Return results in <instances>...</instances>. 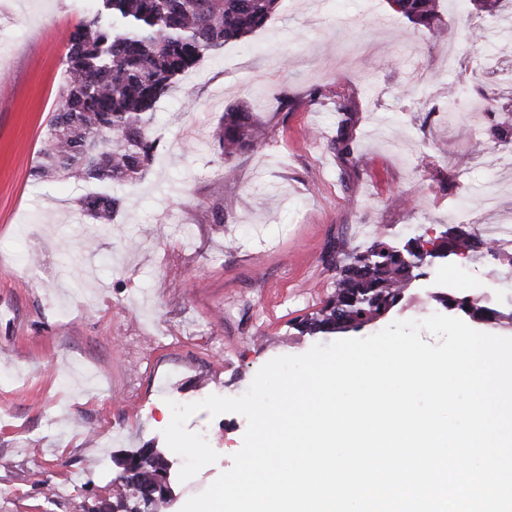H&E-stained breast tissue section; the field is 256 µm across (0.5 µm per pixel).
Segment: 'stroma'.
<instances>
[{"mask_svg": "<svg viewBox=\"0 0 512 512\" xmlns=\"http://www.w3.org/2000/svg\"><path fill=\"white\" fill-rule=\"evenodd\" d=\"M89 6L0 0V512H95L112 501L116 457L152 445L171 464L164 512H181L231 467L247 421L193 414L187 429L219 459L183 482L163 436L170 403L241 396L269 360L319 344L298 325L332 293L334 256L379 233L401 243L465 224L486 240L512 228V141L490 136L512 87L491 75L488 109L444 110L472 64L512 60V13L440 0L438 40L386 0H280L265 28L158 102L162 145L144 178L120 187L115 223L100 225L75 205L91 185L33 174L65 39ZM339 95L352 117L336 111ZM237 104L258 139L228 161L217 131ZM341 134L351 154L333 150ZM440 284L512 305V258L427 267L363 336L444 313Z\"/></svg>", "mask_w": 512, "mask_h": 512, "instance_id": "obj_1", "label": "stroma"}]
</instances>
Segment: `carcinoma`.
I'll return each mask as SVG.
<instances>
[{
	"instance_id": "carcinoma-1",
	"label": "carcinoma",
	"mask_w": 512,
	"mask_h": 512,
	"mask_svg": "<svg viewBox=\"0 0 512 512\" xmlns=\"http://www.w3.org/2000/svg\"><path fill=\"white\" fill-rule=\"evenodd\" d=\"M276 5L277 0H91L66 39V77L34 176L119 186L141 180L158 147L151 132L160 98L204 57L263 28ZM388 7L438 39L447 34L435 25L438 0H388ZM471 91L466 81L448 91V115L463 112ZM254 126L252 113L243 107L224 112L219 145L225 160L253 150ZM78 206L94 223L107 225L114 223L123 198L89 192ZM423 241L434 243L424 259L417 254ZM488 246L464 224L432 239L418 234L402 245L380 237L334 261V291L301 329L325 336L358 332L389 314L411 283L425 276L423 268L471 258ZM442 304L466 309L489 324L512 322V312H482L463 295ZM129 459L138 466L128 467ZM129 459L119 461L122 472L112 481L121 505L137 500L140 489L154 484L167 468L165 457L152 448H139Z\"/></svg>"
}]
</instances>
